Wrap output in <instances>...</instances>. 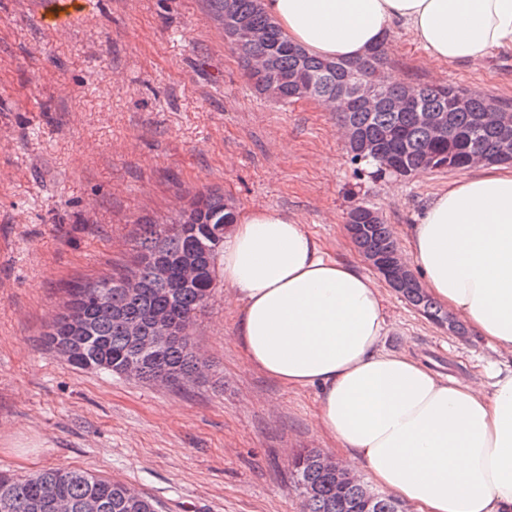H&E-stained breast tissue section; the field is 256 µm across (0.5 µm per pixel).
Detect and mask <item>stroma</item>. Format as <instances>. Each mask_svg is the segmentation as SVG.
<instances>
[{
    "instance_id": "stroma-1",
    "label": "stroma",
    "mask_w": 512,
    "mask_h": 512,
    "mask_svg": "<svg viewBox=\"0 0 512 512\" xmlns=\"http://www.w3.org/2000/svg\"><path fill=\"white\" fill-rule=\"evenodd\" d=\"M41 7L0 0V471L89 470L161 512H302L290 459L332 446L316 427L317 391L246 362L224 287L190 330L208 375L178 386L73 369L44 334L70 288L132 266L140 220H171L200 192L298 216L367 273L349 210L366 204L404 227L462 171L401 178L389 194V177L351 163L339 112L256 91L205 0H98L57 32ZM386 52L406 85L448 84L512 109V49L436 73L405 32ZM387 315V349L442 375L471 380L498 358L392 291Z\"/></svg>"
}]
</instances>
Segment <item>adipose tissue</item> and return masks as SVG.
I'll list each match as a JSON object with an SVG mask.
<instances>
[{"label": "adipose tissue", "mask_w": 512, "mask_h": 512, "mask_svg": "<svg viewBox=\"0 0 512 512\" xmlns=\"http://www.w3.org/2000/svg\"><path fill=\"white\" fill-rule=\"evenodd\" d=\"M289 42L364 58L402 30L429 69L512 47V0H260ZM434 302L499 358L469 382L384 347L386 295L331 257L299 217L240 209L219 272L246 361L289 388H318L317 428L352 472L416 512H512V167L480 164L433 194L402 231Z\"/></svg>", "instance_id": "adipose-tissue-1"}]
</instances>
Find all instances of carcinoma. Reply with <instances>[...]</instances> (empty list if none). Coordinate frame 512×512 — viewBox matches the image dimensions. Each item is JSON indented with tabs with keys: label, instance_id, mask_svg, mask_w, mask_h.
Here are the masks:
<instances>
[{
	"label": "carcinoma",
	"instance_id": "obj_1",
	"mask_svg": "<svg viewBox=\"0 0 512 512\" xmlns=\"http://www.w3.org/2000/svg\"><path fill=\"white\" fill-rule=\"evenodd\" d=\"M222 26L231 47L238 53L249 78L260 92L272 84L277 99H300L297 85L310 89V97L336 103L345 128L358 134L349 139L352 162L373 164L378 176L410 177L430 169L432 155L448 159V143H453L475 159L512 150L503 144L497 131L480 121L487 108L485 98L473 95L467 107L450 113L447 138L436 143L420 121L419 111H448V96L456 88L448 85L398 86L385 84L379 72L386 61L385 45L373 49L359 61L329 60L309 55L284 38L277 25L264 14L260 0H206ZM246 22L258 37L232 39L231 26ZM265 56L275 60L274 71L257 76L254 65ZM378 85L387 104L365 108L347 95L356 78ZM416 93L410 107H392L409 93ZM358 205L348 214L352 239L364 257L372 255L387 262L399 256V248L383 218L373 224H356ZM234 223L233 208L224 195L201 192L170 222H142L136 242L134 267L109 278L74 288L67 312L49 325L47 347L79 370H96L152 382L160 374L171 385L200 378L206 367L195 351L189 329L197 313L207 304L217 287L220 249L212 247L214 231ZM167 275L159 274V263ZM133 278L138 287H125ZM399 295L431 321L448 325L461 335L464 329L441 306L435 304L419 282L399 290ZM163 316L173 332V340L157 349L140 348L128 339L129 328L139 326L152 333L155 318ZM135 366V371L127 367ZM296 487L303 498V512H402L400 503L372 491L349 471L336 472L324 463V453L305 448L292 460ZM59 487L71 505L82 512L89 499L100 501L99 512H157L151 497L134 493L121 481L97 476L81 469L49 468L30 476L0 473V512H51L44 508L43 489Z\"/></svg>",
	"mask_w": 512,
	"mask_h": 512
}]
</instances>
